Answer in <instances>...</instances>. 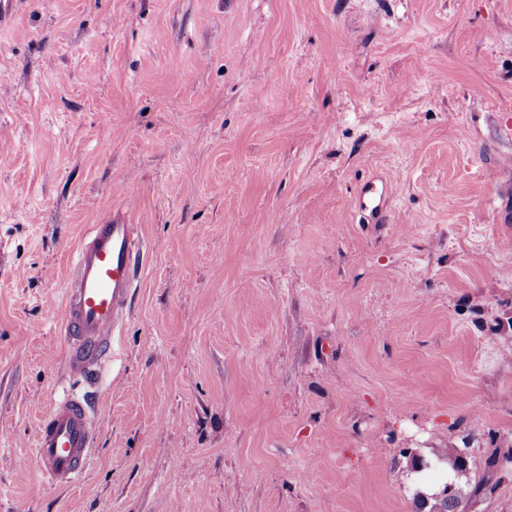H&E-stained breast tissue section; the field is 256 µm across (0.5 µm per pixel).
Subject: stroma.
<instances>
[{
	"label": "stroma",
	"mask_w": 512,
	"mask_h": 512,
	"mask_svg": "<svg viewBox=\"0 0 512 512\" xmlns=\"http://www.w3.org/2000/svg\"><path fill=\"white\" fill-rule=\"evenodd\" d=\"M95 83H87V73ZM512 0H16L0 25V512H512ZM388 210L367 223L364 183ZM143 276L73 487L38 477L89 225ZM408 463L406 464V482L409 488V496L415 512H430L437 503L435 495L440 494L448 481L454 480V473L448 471V466L442 465L438 476L434 479L429 477L428 473L409 472Z\"/></svg>",
	"instance_id": "35a3bbf8"
}]
</instances>
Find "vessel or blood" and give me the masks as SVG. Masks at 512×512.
<instances>
[{
  "instance_id": "obj_1",
  "label": "vessel or blood",
  "mask_w": 512,
  "mask_h": 512,
  "mask_svg": "<svg viewBox=\"0 0 512 512\" xmlns=\"http://www.w3.org/2000/svg\"><path fill=\"white\" fill-rule=\"evenodd\" d=\"M389 199L369 186L360 206L381 219ZM137 227L118 220L90 225L75 249L57 322L67 343L66 383L39 418L32 459L50 484L70 487L87 470L101 415L94 398L117 359L121 330L142 269Z\"/></svg>"
}]
</instances>
